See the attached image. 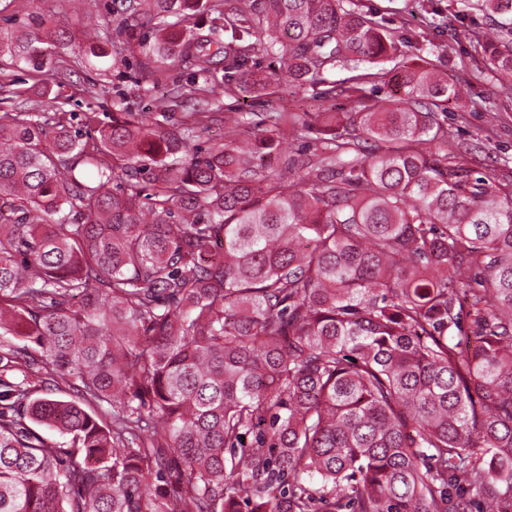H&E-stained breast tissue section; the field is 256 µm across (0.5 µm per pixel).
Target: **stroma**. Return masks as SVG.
Segmentation results:
<instances>
[{"instance_id":"stroma-1","label":"stroma","mask_w":512,"mask_h":512,"mask_svg":"<svg viewBox=\"0 0 512 512\" xmlns=\"http://www.w3.org/2000/svg\"><path fill=\"white\" fill-rule=\"evenodd\" d=\"M359 9L371 13L392 34L410 63L418 67L434 65L442 68L449 79L460 83L473 102L470 111L449 108L439 114L450 132L447 144H433V151L450 147L467 151L478 170L495 176L512 178V95L502 91L499 81L487 72L482 60L469 43L468 31H483L491 24L483 11L470 10L463 22L464 32L434 26L428 6L446 8L448 0H356ZM110 0H100L99 15L89 14L86 0H56V24L67 28L78 43L84 42L96 25L108 24L111 33H118L122 17L109 13ZM65 58L63 74L50 78L51 96L41 94V84L28 69L11 72L8 89H0L1 112H48L53 101L65 102L68 111L77 116L93 112L99 121L109 122L117 103L130 111L153 119L166 112L170 122H181L193 111L189 101L165 106L163 93L186 83L191 70L186 66L162 65L155 72L158 83L148 90L136 65L139 52L131 51L126 61L106 64L92 63L78 48L62 50ZM275 57L265 54L256 58L250 73L238 76L220 95L221 109L212 110L210 128L200 141L201 149L221 143L227 113L235 112L251 123L259 122L266 113L281 112L286 116L283 127L281 167H290L319 153V140L295 137V126L311 121L319 112H342L350 109L357 95L373 98H399L404 88L397 82H383L365 76L363 70L338 67L325 73L317 85L299 87L279 72Z\"/></svg>"}]
</instances>
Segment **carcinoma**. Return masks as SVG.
I'll list each match as a JSON object with an SVG mask.
<instances>
[{
    "label": "carcinoma",
    "instance_id": "1",
    "mask_svg": "<svg viewBox=\"0 0 512 512\" xmlns=\"http://www.w3.org/2000/svg\"><path fill=\"white\" fill-rule=\"evenodd\" d=\"M145 2L78 49L187 62L182 100L258 52L300 85L394 59L405 95L319 113L288 177L274 114L201 156L198 120L0 113V512H512V181L427 149L459 86L353 0ZM473 8L511 95L512 0ZM71 41L40 13L0 74Z\"/></svg>",
    "mask_w": 512,
    "mask_h": 512
}]
</instances>
